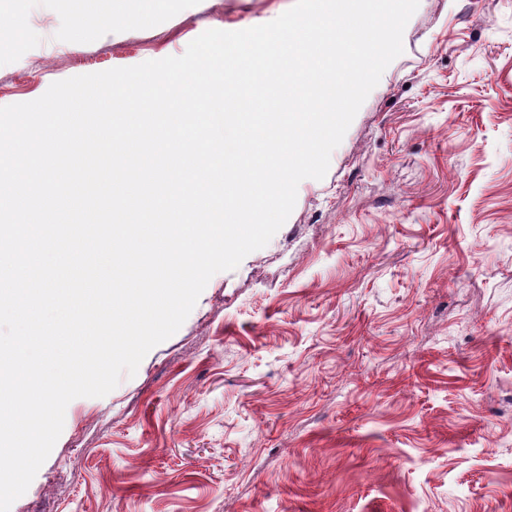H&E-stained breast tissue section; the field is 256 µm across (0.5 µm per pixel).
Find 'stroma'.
<instances>
[{
    "label": "stroma",
    "mask_w": 512,
    "mask_h": 512,
    "mask_svg": "<svg viewBox=\"0 0 512 512\" xmlns=\"http://www.w3.org/2000/svg\"><path fill=\"white\" fill-rule=\"evenodd\" d=\"M293 3L0 0V106ZM403 46L270 242L69 403L10 512H512V0H420Z\"/></svg>",
    "instance_id": "stroma-1"
}]
</instances>
